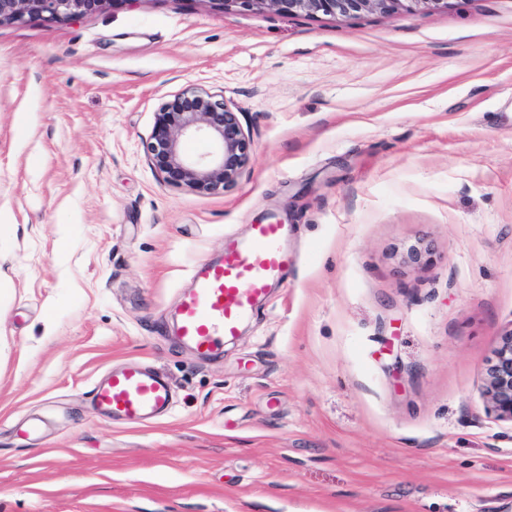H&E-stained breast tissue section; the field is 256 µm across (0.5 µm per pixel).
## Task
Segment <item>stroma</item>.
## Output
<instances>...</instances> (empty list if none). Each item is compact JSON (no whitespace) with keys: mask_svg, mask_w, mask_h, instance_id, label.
Instances as JSON below:
<instances>
[{"mask_svg":"<svg viewBox=\"0 0 512 512\" xmlns=\"http://www.w3.org/2000/svg\"><path fill=\"white\" fill-rule=\"evenodd\" d=\"M188 86L252 139L218 195L145 154ZM2 214L0 512H512L485 392L512 327V0L0 25ZM272 216L295 264L199 356L177 337L192 268ZM128 361L169 380L163 418L95 407Z\"/></svg>","mask_w":512,"mask_h":512,"instance_id":"1","label":"stroma"}]
</instances>
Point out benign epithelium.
I'll list each match as a JSON object with an SVG mask.
<instances>
[{
  "instance_id": "7a95c632",
  "label": "benign epithelium",
  "mask_w": 512,
  "mask_h": 512,
  "mask_svg": "<svg viewBox=\"0 0 512 512\" xmlns=\"http://www.w3.org/2000/svg\"><path fill=\"white\" fill-rule=\"evenodd\" d=\"M214 1L225 10L240 7L277 14L342 17L448 7V0H207ZM111 2L115 0H0V24L23 23L31 17L51 22L75 19L100 11ZM197 133L205 134L215 149L193 159L184 152L182 140ZM146 153L165 184L215 195L235 185L247 170L251 140L224 95L189 86L155 113ZM485 381L497 417L512 422V328L499 336Z\"/></svg>"
}]
</instances>
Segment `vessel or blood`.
<instances>
[{
  "label": "vessel or blood",
  "mask_w": 512,
  "mask_h": 512,
  "mask_svg": "<svg viewBox=\"0 0 512 512\" xmlns=\"http://www.w3.org/2000/svg\"><path fill=\"white\" fill-rule=\"evenodd\" d=\"M285 235V224L276 220L251 225L248 238L225 247L221 259L197 265L179 307L180 336L196 353L208 356L235 338L256 300L281 278L292 262ZM95 397L112 418L140 421L166 414L172 390L163 375L128 365L97 383Z\"/></svg>",
  "instance_id": "vessel-or-blood-1"
}]
</instances>
